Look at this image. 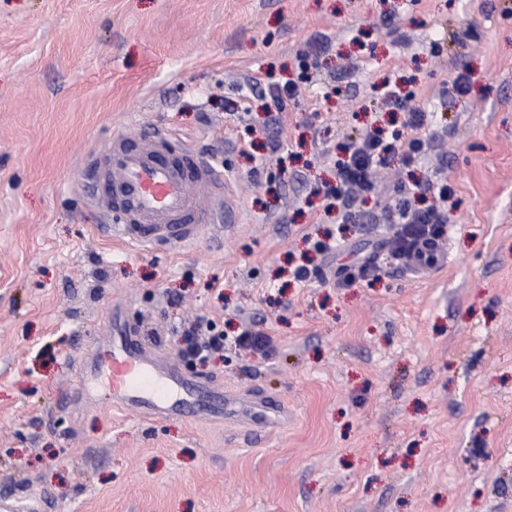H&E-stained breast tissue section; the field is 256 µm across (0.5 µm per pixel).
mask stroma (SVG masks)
<instances>
[{"label":"stroma","instance_id":"stroma-1","mask_svg":"<svg viewBox=\"0 0 512 512\" xmlns=\"http://www.w3.org/2000/svg\"><path fill=\"white\" fill-rule=\"evenodd\" d=\"M391 82L444 142L403 181L457 200L423 279L364 217L388 192L345 214L320 194L339 143L389 128ZM157 126L222 165L238 210L174 251L113 242L83 185ZM117 312L174 361L190 315L273 334V357L188 371L287 423L88 403L79 367ZM34 489L40 512H512V0H0V499ZM250 405V409L246 410V416L250 417V422L275 423L285 415L281 403L272 397L260 398L250 402Z\"/></svg>","mask_w":512,"mask_h":512}]
</instances>
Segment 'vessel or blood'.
Returning <instances> with one entry per match:
<instances>
[{
	"instance_id": "vessel-or-blood-1",
	"label": "vessel or blood",
	"mask_w": 512,
	"mask_h": 512,
	"mask_svg": "<svg viewBox=\"0 0 512 512\" xmlns=\"http://www.w3.org/2000/svg\"><path fill=\"white\" fill-rule=\"evenodd\" d=\"M84 179L97 205L112 218V231L122 242L144 248L177 246L195 240L206 217L202 197L228 184L221 168L194 153L179 137L154 130L138 143L113 139L93 156ZM109 383L115 407L135 410L152 419L224 417L234 413L236 400L225 396L220 407L203 405L198 379L144 346L121 318L112 321L105 347L80 369V388L94 397ZM285 414L272 397L252 402L251 420L278 422Z\"/></svg>"
}]
</instances>
